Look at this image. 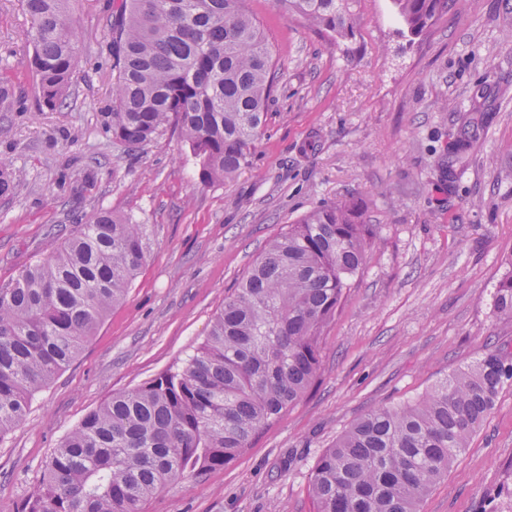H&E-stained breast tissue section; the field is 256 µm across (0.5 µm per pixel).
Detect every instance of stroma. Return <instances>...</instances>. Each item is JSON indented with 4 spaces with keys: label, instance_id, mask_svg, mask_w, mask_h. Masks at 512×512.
<instances>
[{
    "label": "stroma",
    "instance_id": "35a3bbf8",
    "mask_svg": "<svg viewBox=\"0 0 512 512\" xmlns=\"http://www.w3.org/2000/svg\"><path fill=\"white\" fill-rule=\"evenodd\" d=\"M106 0H72L80 61L42 103L19 0H0V286L102 210L151 227L146 262L79 356L0 439V512H19L64 436L112 394L181 366L269 241L314 208L362 202L378 240L328 327L318 379L228 466L168 486L146 512H315L318 456L359 417L412 402L490 351L512 359L493 292L512 268V9L451 0L420 36L391 0H358L335 41L276 0H247L277 65L265 130L230 181L200 183L164 132L131 151L107 132ZM474 135L456 164L448 147ZM512 512V386L419 506Z\"/></svg>",
    "mask_w": 512,
    "mask_h": 512
}]
</instances>
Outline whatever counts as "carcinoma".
<instances>
[{
    "label": "carcinoma",
    "mask_w": 512,
    "mask_h": 512,
    "mask_svg": "<svg viewBox=\"0 0 512 512\" xmlns=\"http://www.w3.org/2000/svg\"><path fill=\"white\" fill-rule=\"evenodd\" d=\"M245 0H110L112 111L105 128L138 148L170 127L201 183L233 178L264 133L275 60ZM310 26L352 38L357 0H278ZM412 35L448 0H393ZM44 103H63L79 59L68 0H22ZM376 237L363 208H317L272 239L176 370L90 411L45 462L24 512H145L167 485L233 462L317 378L324 334ZM150 225L91 216L57 251L0 287V439L68 367L147 259ZM512 319V270L496 283ZM512 361L491 351L418 400L357 419L317 459L316 512H417L468 447Z\"/></svg>",
    "instance_id": "1"
}]
</instances>
